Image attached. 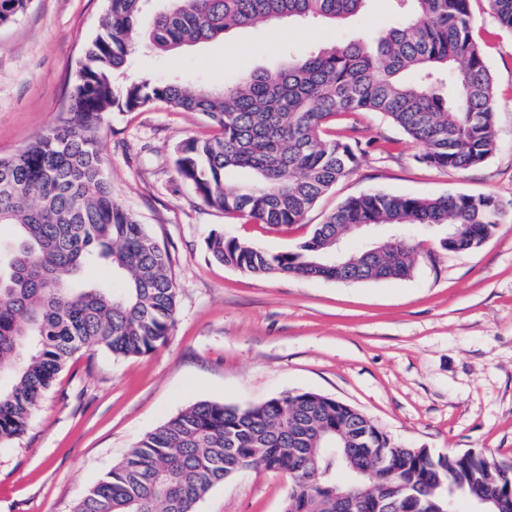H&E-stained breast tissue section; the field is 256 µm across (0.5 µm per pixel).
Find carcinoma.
<instances>
[{
  "instance_id": "cac0c4a2",
  "label": "carcinoma",
  "mask_w": 512,
  "mask_h": 512,
  "mask_svg": "<svg viewBox=\"0 0 512 512\" xmlns=\"http://www.w3.org/2000/svg\"><path fill=\"white\" fill-rule=\"evenodd\" d=\"M106 0L101 31L58 122L9 156L0 155V227L14 242L0 253V445L20 437L44 392L83 350L142 356L167 340L177 292L170 257L114 198L102 168L100 131L112 108L157 104L204 115L218 134L189 138L174 151L182 181L210 207L256 224L289 226L347 177L359 141L332 133L336 117L377 112L422 148L437 169H467L496 151V88L472 36L469 0H393L399 23L304 54L274 70L242 75L221 88H192L177 78L118 86L137 45L173 52L232 31L284 20L336 22L367 0ZM30 0H0V24ZM495 21L512 29V0H489ZM247 178L234 189L230 175ZM508 212L492 195L414 197L371 191L343 201L295 250L265 252L246 239L214 233L212 258L257 275L338 276L350 282L406 278L410 241L378 255L352 251L338 270L327 259L348 224H451L440 245L467 252L489 239ZM112 270L121 286L93 283ZM340 441L341 457L322 451ZM253 468L293 471L283 512H339L336 473L388 469V512H448V502L508 495L512 467L486 470L477 456L390 448L358 409L301 391L238 406L199 401L145 434L104 473L73 512H196L216 484Z\"/></svg>"
}]
</instances>
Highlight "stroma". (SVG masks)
Here are the masks:
<instances>
[{
    "label": "stroma",
    "mask_w": 512,
    "mask_h": 512,
    "mask_svg": "<svg viewBox=\"0 0 512 512\" xmlns=\"http://www.w3.org/2000/svg\"><path fill=\"white\" fill-rule=\"evenodd\" d=\"M105 0H32L0 27V154L18 151L68 105L85 43ZM497 99V149L469 169L421 162V148L376 112L357 126L355 169L286 230L208 207L179 177L174 149L212 134L206 118L162 105L111 111L100 149L118 202L172 258L177 314L147 355L77 354L44 394L26 433L0 447V512H72L147 432L187 406H246L315 391L364 413L389 445L439 454L483 451L512 466V220L478 248L419 237L411 277L357 283L257 276L214 261L224 232L271 252L294 249L345 199L367 191L436 197L492 195L512 203V31L488 0H470ZM390 0H368L340 25H260L173 54H134L126 78L213 86L302 53L395 25ZM288 476L246 471L213 487L196 512H282Z\"/></svg>",
    "instance_id": "1"
}]
</instances>
